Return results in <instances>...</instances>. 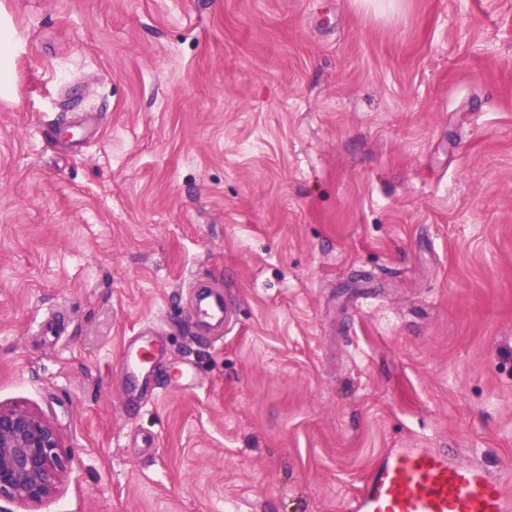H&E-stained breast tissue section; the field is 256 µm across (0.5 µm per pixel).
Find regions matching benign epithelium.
<instances>
[{"label": "benign epithelium", "mask_w": 512, "mask_h": 512, "mask_svg": "<svg viewBox=\"0 0 512 512\" xmlns=\"http://www.w3.org/2000/svg\"><path fill=\"white\" fill-rule=\"evenodd\" d=\"M61 448L60 435L41 415L0 403V512L55 496L68 472Z\"/></svg>", "instance_id": "1"}]
</instances>
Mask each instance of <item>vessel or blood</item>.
<instances>
[{
	"label": "vessel or blood",
	"instance_id": "b4317fda",
	"mask_svg": "<svg viewBox=\"0 0 512 512\" xmlns=\"http://www.w3.org/2000/svg\"><path fill=\"white\" fill-rule=\"evenodd\" d=\"M229 299L202 293L189 309L199 327L229 318ZM158 356L153 341L124 345L127 398L151 399L150 372ZM347 512H512V489L474 463L449 458L439 448H389L370 467Z\"/></svg>",
	"mask_w": 512,
	"mask_h": 512
}]
</instances>
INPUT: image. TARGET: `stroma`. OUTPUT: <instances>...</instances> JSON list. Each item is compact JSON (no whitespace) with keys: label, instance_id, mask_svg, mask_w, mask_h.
I'll use <instances>...</instances> for the list:
<instances>
[{"label":"stroma","instance_id":"obj_1","mask_svg":"<svg viewBox=\"0 0 512 512\" xmlns=\"http://www.w3.org/2000/svg\"><path fill=\"white\" fill-rule=\"evenodd\" d=\"M1 27L0 403L70 459L38 512H345L388 448L512 485V0H0ZM188 312V319L192 324L204 327L219 320L221 322L224 320L226 324L227 318L234 312V306L225 295L223 299L221 295H212L203 291ZM157 356V346L151 340L124 343L125 394L130 401L142 403L157 396L150 386V372Z\"/></svg>","mask_w":512,"mask_h":512}]
</instances>
